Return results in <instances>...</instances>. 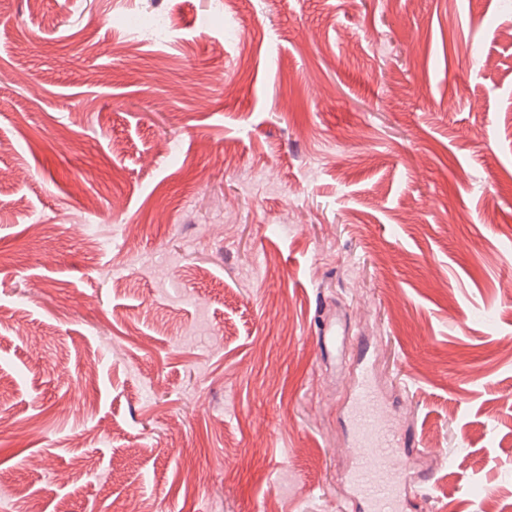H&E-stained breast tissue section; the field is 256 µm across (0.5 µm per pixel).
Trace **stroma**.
I'll use <instances>...</instances> for the list:
<instances>
[{
	"label": "stroma",
	"mask_w": 512,
	"mask_h": 512,
	"mask_svg": "<svg viewBox=\"0 0 512 512\" xmlns=\"http://www.w3.org/2000/svg\"><path fill=\"white\" fill-rule=\"evenodd\" d=\"M231 2L0 0V512H353L362 345L405 512L512 505V8ZM317 325L316 340L321 354L328 359L342 356L346 348V329L336 314L327 309H322Z\"/></svg>",
	"instance_id": "35a3bbf8"
}]
</instances>
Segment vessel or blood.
Segmentation results:
<instances>
[{"label":"vessel or blood","mask_w":512,"mask_h":512,"mask_svg":"<svg viewBox=\"0 0 512 512\" xmlns=\"http://www.w3.org/2000/svg\"><path fill=\"white\" fill-rule=\"evenodd\" d=\"M316 340L327 358L343 355L346 329L333 311H322ZM346 390L351 468L345 482L361 512H401L403 457L416 451L418 444L412 433H396L385 419L371 382L370 365H363L358 375L347 380Z\"/></svg>","instance_id":"1"}]
</instances>
